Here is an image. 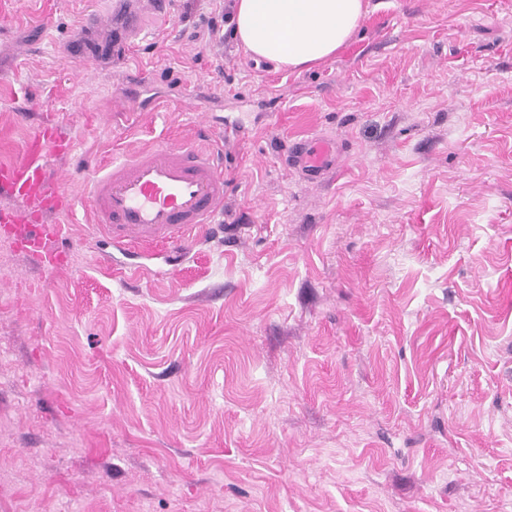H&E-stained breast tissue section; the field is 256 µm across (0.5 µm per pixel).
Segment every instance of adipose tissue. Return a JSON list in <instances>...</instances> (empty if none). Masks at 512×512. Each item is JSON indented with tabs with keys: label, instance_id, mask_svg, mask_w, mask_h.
<instances>
[{
	"label": "adipose tissue",
	"instance_id": "obj_1",
	"mask_svg": "<svg viewBox=\"0 0 512 512\" xmlns=\"http://www.w3.org/2000/svg\"><path fill=\"white\" fill-rule=\"evenodd\" d=\"M368 0H235L233 35L253 58L308 69L353 40Z\"/></svg>",
	"mask_w": 512,
	"mask_h": 512
}]
</instances>
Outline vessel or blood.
Instances as JSON below:
<instances>
[{"instance_id":"b4317fda","label":"vessel or blood","mask_w":512,"mask_h":512,"mask_svg":"<svg viewBox=\"0 0 512 512\" xmlns=\"http://www.w3.org/2000/svg\"><path fill=\"white\" fill-rule=\"evenodd\" d=\"M70 150L57 125L47 122L29 139L23 162L0 165V194L25 204L20 211L1 209L0 224L13 230L18 251L43 255L45 268L59 265L63 256L54 247L61 229L47 217L72 209L80 197L114 245L161 246L180 255L192 246L193 232L207 229L224 212L223 145L202 150L158 140L104 167L88 157L82 164L87 177L76 194L59 189L45 164L47 154ZM335 160L336 145L329 140L312 139L291 151L292 165L312 178Z\"/></svg>"}]
</instances>
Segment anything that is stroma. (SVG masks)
I'll list each match as a JSON object with an SVG mask.
<instances>
[{
  "mask_svg": "<svg viewBox=\"0 0 512 512\" xmlns=\"http://www.w3.org/2000/svg\"><path fill=\"white\" fill-rule=\"evenodd\" d=\"M169 11L115 61L113 0H0V164L55 122L71 191L244 130L187 256L116 249L84 200L52 273L0 231V512H512V0H369L302 71ZM314 138L320 179L285 164ZM336 161V143L312 139L292 148L291 164L311 178H317Z\"/></svg>",
  "mask_w": 512,
  "mask_h": 512,
  "instance_id": "35a3bbf8",
  "label": "stroma"
}]
</instances>
